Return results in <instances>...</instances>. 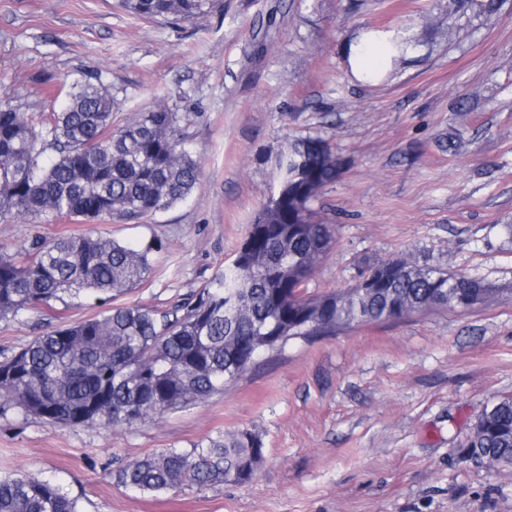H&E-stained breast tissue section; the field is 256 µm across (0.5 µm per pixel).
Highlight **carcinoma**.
Segmentation results:
<instances>
[{"label": "carcinoma", "instance_id": "1", "mask_svg": "<svg viewBox=\"0 0 512 512\" xmlns=\"http://www.w3.org/2000/svg\"><path fill=\"white\" fill-rule=\"evenodd\" d=\"M146 19L193 21L216 0H119ZM385 48L386 65L366 74L389 77L410 38L363 30ZM112 96L75 82L58 112L28 116L0 105V221L68 217L73 221L141 218L184 201L201 174L185 145L183 117L160 104L113 125ZM260 162L275 181L224 270L169 308L117 304L152 270L158 243L133 248L101 235L33 239L0 250V321L42 314L82 295L114 301L89 318L51 328L0 360V408L15 407L49 425L124 428L192 406L242 376L256 358L292 341L334 336L363 322L398 319L397 304L423 306L454 288L457 307L483 306L491 288L465 273L389 260L368 266L370 291L311 294L317 264L334 242L335 225L312 204L343 171L342 157L321 136H297ZM464 461L486 455L512 465V397L493 400L460 449ZM264 459L249 429L220 433L190 450L163 448L116 474L140 492L199 491L247 484ZM0 512H79L77 501L36 476L0 477Z\"/></svg>", "mask_w": 512, "mask_h": 512}]
</instances>
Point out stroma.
Segmentation results:
<instances>
[{"instance_id":"obj_1","label":"stroma","mask_w":512,"mask_h":512,"mask_svg":"<svg viewBox=\"0 0 512 512\" xmlns=\"http://www.w3.org/2000/svg\"><path fill=\"white\" fill-rule=\"evenodd\" d=\"M192 22L133 16L117 0H0V105L60 111L68 84L98 81L114 125L158 104L201 166L194 192L139 219L0 223V247L100 234L159 242L123 303L163 307L227 265L264 202L260 157L287 138L330 139L345 166L315 208L335 244L312 293L401 259L484 279L488 304L365 323L268 352L223 393L124 429L52 426L0 409V476L31 474L80 512H512V467L460 460L477 416L512 396V0H220ZM432 9L459 28L424 26ZM414 41L390 79L365 84L342 48L365 24ZM469 123L459 151L439 139ZM248 428L265 460L248 484L140 493L128 462Z\"/></svg>"}]
</instances>
